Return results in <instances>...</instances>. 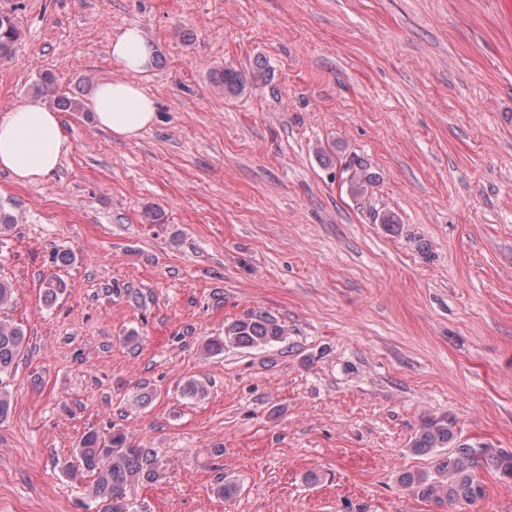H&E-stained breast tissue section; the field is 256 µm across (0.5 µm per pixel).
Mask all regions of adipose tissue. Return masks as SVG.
<instances>
[{"label": "adipose tissue", "mask_w": 512, "mask_h": 512, "mask_svg": "<svg viewBox=\"0 0 512 512\" xmlns=\"http://www.w3.org/2000/svg\"><path fill=\"white\" fill-rule=\"evenodd\" d=\"M110 53L127 77L101 80L90 95L89 108L100 128L114 138L129 140L156 118L153 98L133 80L150 68L153 49L139 27L128 26L114 33ZM71 149L61 115L40 102L23 101L0 116V170L16 183L43 181Z\"/></svg>", "instance_id": "ef3b65f1"}]
</instances>
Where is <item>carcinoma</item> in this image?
I'll return each mask as SVG.
<instances>
[{"mask_svg": "<svg viewBox=\"0 0 512 512\" xmlns=\"http://www.w3.org/2000/svg\"><path fill=\"white\" fill-rule=\"evenodd\" d=\"M20 32L13 19L0 14V57L10 55L19 40ZM261 75L246 79L236 70H224L217 84L228 92L256 83ZM38 92L63 111H76L80 104L56 95L55 80L43 78ZM285 329L266 316L251 314L224 326V337L206 344L210 353L224 351L231 345L242 349H263L282 339ZM25 331L18 324L0 321V375L11 372L24 347ZM454 444V452L432 473L408 472L402 482L414 489L421 498L440 506L460 500L474 502L484 497L485 489L478 475L486 456L485 449H476L467 443L455 442L454 426L442 419H429L418 429L412 448L418 452H434ZM75 462L70 468L91 474L90 496L98 505V512H130L128 490L140 480L154 478L158 467V453L152 448H135L127 444L121 432L104 437L97 431H88L74 451Z\"/></svg>", "mask_w": 512, "mask_h": 512, "instance_id": "1", "label": "carcinoma"}]
</instances>
